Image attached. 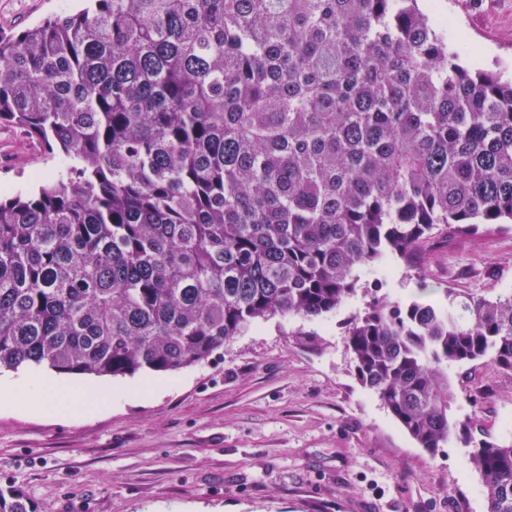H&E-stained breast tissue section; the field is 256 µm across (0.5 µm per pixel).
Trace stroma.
I'll list each match as a JSON object with an SVG mask.
<instances>
[{
    "label": "stroma",
    "instance_id": "35a3bbf8",
    "mask_svg": "<svg viewBox=\"0 0 512 512\" xmlns=\"http://www.w3.org/2000/svg\"><path fill=\"white\" fill-rule=\"evenodd\" d=\"M467 65L512 79V0H438ZM84 0H0V30L73 14ZM37 144L0 125V196L53 178ZM358 291L312 320L249 325L210 358L177 372L73 383L112 387L89 413L0 408V487L37 512H486L479 473L453 443L420 448L358 380L346 344L371 296L407 303L421 284L485 295L512 291V224L440 228L416 265L385 256L357 269ZM449 414L476 438L512 444V374L491 358L449 366Z\"/></svg>",
    "mask_w": 512,
    "mask_h": 512
}]
</instances>
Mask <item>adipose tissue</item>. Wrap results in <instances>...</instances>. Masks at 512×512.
Listing matches in <instances>:
<instances>
[{"label":"adipose tissue","instance_id":"ef3b65f1","mask_svg":"<svg viewBox=\"0 0 512 512\" xmlns=\"http://www.w3.org/2000/svg\"><path fill=\"white\" fill-rule=\"evenodd\" d=\"M111 399V389L68 386L42 373L32 374L21 388L8 381L0 384L1 405L30 412L40 411L50 405L63 410L71 403L94 410Z\"/></svg>","mask_w":512,"mask_h":512}]
</instances>
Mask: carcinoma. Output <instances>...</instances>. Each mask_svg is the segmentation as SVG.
<instances>
[{
  "instance_id": "cac0c4a2",
  "label": "carcinoma",
  "mask_w": 512,
  "mask_h": 512,
  "mask_svg": "<svg viewBox=\"0 0 512 512\" xmlns=\"http://www.w3.org/2000/svg\"><path fill=\"white\" fill-rule=\"evenodd\" d=\"M0 124L59 159L0 199V368L118 377L207 360L252 322L317 318L355 271L450 224L512 223V80L471 68L424 0H90L0 31ZM374 298L361 383L487 512L512 445L448 418L445 367L512 372V291ZM0 512H36L0 489Z\"/></svg>"
}]
</instances>
